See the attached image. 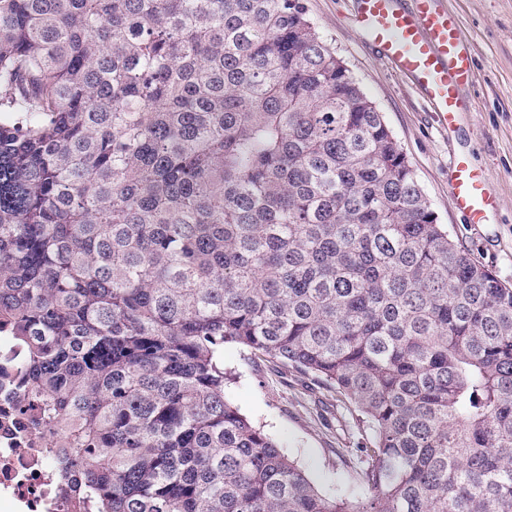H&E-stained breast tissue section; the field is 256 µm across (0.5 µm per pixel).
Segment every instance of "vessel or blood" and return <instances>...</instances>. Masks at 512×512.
Wrapping results in <instances>:
<instances>
[{
    "label": "vessel or blood",
    "instance_id": "1",
    "mask_svg": "<svg viewBox=\"0 0 512 512\" xmlns=\"http://www.w3.org/2000/svg\"><path fill=\"white\" fill-rule=\"evenodd\" d=\"M354 23L384 58L414 80L436 121L453 127L465 109L461 90L472 74L468 38L456 17L440 8L439 0H359ZM450 181L454 209L469 223H485L495 207L487 176L460 156Z\"/></svg>",
    "mask_w": 512,
    "mask_h": 512
}]
</instances>
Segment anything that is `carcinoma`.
<instances>
[{
  "label": "carcinoma",
  "mask_w": 512,
  "mask_h": 512,
  "mask_svg": "<svg viewBox=\"0 0 512 512\" xmlns=\"http://www.w3.org/2000/svg\"><path fill=\"white\" fill-rule=\"evenodd\" d=\"M86 512H512V288L301 0H0V327ZM372 434L322 492L224 346Z\"/></svg>",
  "instance_id": "1"
}]
</instances>
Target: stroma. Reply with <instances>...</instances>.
<instances>
[{"instance_id": "obj_1", "label": "stroma", "mask_w": 512, "mask_h": 512, "mask_svg": "<svg viewBox=\"0 0 512 512\" xmlns=\"http://www.w3.org/2000/svg\"><path fill=\"white\" fill-rule=\"evenodd\" d=\"M323 40L347 65L399 141L440 223L473 258L512 287V0H443L466 29L473 79L464 90L471 111L451 129L435 122L409 78L374 53L353 24L357 0H302ZM464 154L486 173L500 206L484 224L468 223L450 201L448 171ZM226 399L276 439L320 490L349 492L360 430L354 412L310 378L224 348Z\"/></svg>"}]
</instances>
